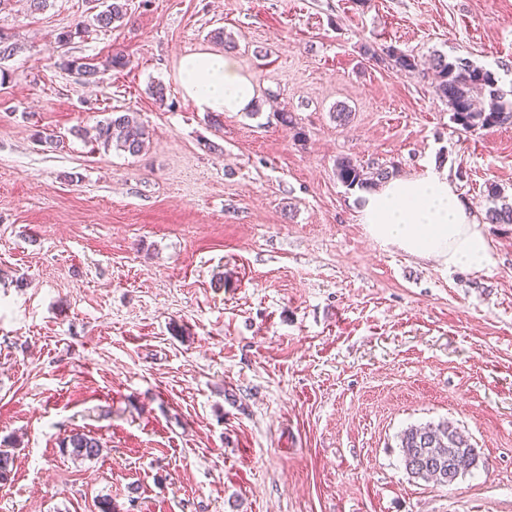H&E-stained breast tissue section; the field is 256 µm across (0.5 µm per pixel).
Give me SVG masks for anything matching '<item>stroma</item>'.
<instances>
[{"label": "stroma", "instance_id": "stroma-1", "mask_svg": "<svg viewBox=\"0 0 512 512\" xmlns=\"http://www.w3.org/2000/svg\"><path fill=\"white\" fill-rule=\"evenodd\" d=\"M124 2L64 49L94 0L0 10L21 45L0 61V512H512V224L484 220L489 185L512 203V123L458 130L432 71L360 53L462 57L510 90L512 0ZM218 28L243 112L178 87ZM115 51L97 84L58 66ZM115 110L147 126L141 155L84 141ZM342 157L446 173L485 266L376 243ZM440 421L480 453L448 487L398 448ZM76 431L98 459L62 452ZM111 3L106 5L105 10L93 15L92 22L80 23L74 28L63 30L57 34V43L60 47H65L72 43L75 38H81L88 32L90 26H95L101 29L112 28L115 23H122L126 16L125 4L121 0H110Z\"/></svg>", "mask_w": 512, "mask_h": 512}]
</instances>
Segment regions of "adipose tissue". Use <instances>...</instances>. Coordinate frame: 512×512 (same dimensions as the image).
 Segmentation results:
<instances>
[{
    "label": "adipose tissue",
    "instance_id": "adipose-tissue-1",
    "mask_svg": "<svg viewBox=\"0 0 512 512\" xmlns=\"http://www.w3.org/2000/svg\"><path fill=\"white\" fill-rule=\"evenodd\" d=\"M177 81L203 112H242L254 98L251 81L219 52L183 55ZM360 220L377 243L450 267L479 269L488 258L479 222L447 175L431 169L365 192Z\"/></svg>",
    "mask_w": 512,
    "mask_h": 512
}]
</instances>
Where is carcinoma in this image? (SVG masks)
<instances>
[{
    "label": "carcinoma",
    "mask_w": 512,
    "mask_h": 512,
    "mask_svg": "<svg viewBox=\"0 0 512 512\" xmlns=\"http://www.w3.org/2000/svg\"><path fill=\"white\" fill-rule=\"evenodd\" d=\"M126 9L121 0H111L105 10L93 15L92 23H80L57 34V43L65 47L75 38H81L90 26L109 29L121 23ZM385 55L399 70L415 74L420 63L412 54L389 47ZM129 64L127 57L117 51L100 61L60 56L59 66L76 73L83 81H96L99 75L112 70L124 69ZM435 92L448 103L452 121L464 132L493 127L512 119V100L498 87L497 79L490 71L475 66L466 58L452 62L439 56L435 59ZM481 89L488 95V107L473 106L472 92ZM95 142L105 150L114 149L131 156L146 151L150 135L146 126L134 112H111V115L96 127ZM336 173L340 181L349 187L372 190L385 181L391 172L384 167L370 171L348 157L337 160ZM485 220L490 224H512V205L503 204L487 208ZM61 448L75 460H94L103 449L99 439L83 433L73 432L63 438ZM399 448L407 473L415 479L431 480L441 486L454 484L458 478L478 467L479 453L469 436L446 421L437 424L410 426L399 437Z\"/></svg>",
    "instance_id": "obj_1"
}]
</instances>
